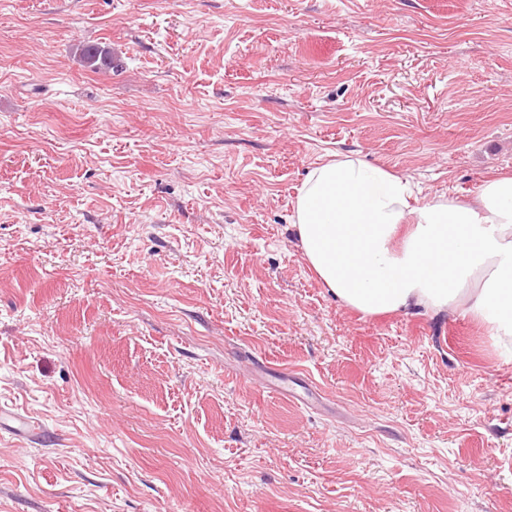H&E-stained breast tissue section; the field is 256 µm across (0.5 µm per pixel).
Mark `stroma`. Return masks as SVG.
<instances>
[{"label": "stroma", "instance_id": "35a3bbf8", "mask_svg": "<svg viewBox=\"0 0 512 512\" xmlns=\"http://www.w3.org/2000/svg\"><path fill=\"white\" fill-rule=\"evenodd\" d=\"M336 152L512 175V0H0V512H512V351L302 256ZM79 61L94 72L111 71L122 68V59L112 54V47L102 46L101 43L83 44L79 48ZM6 419L12 420L17 424V427L6 425L12 429L15 435L26 437L31 441H45L49 438L44 430L35 428V425L31 424L25 416L15 412L3 413L0 411V428L1 424L3 425Z\"/></svg>", "mask_w": 512, "mask_h": 512}]
</instances>
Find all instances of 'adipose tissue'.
<instances>
[{
    "mask_svg": "<svg viewBox=\"0 0 512 512\" xmlns=\"http://www.w3.org/2000/svg\"><path fill=\"white\" fill-rule=\"evenodd\" d=\"M294 228L307 264L363 315L461 311L512 344V176L475 203L421 199L407 178L350 154L314 168Z\"/></svg>",
    "mask_w": 512,
    "mask_h": 512,
    "instance_id": "ef3b65f1",
    "label": "adipose tissue"
}]
</instances>
